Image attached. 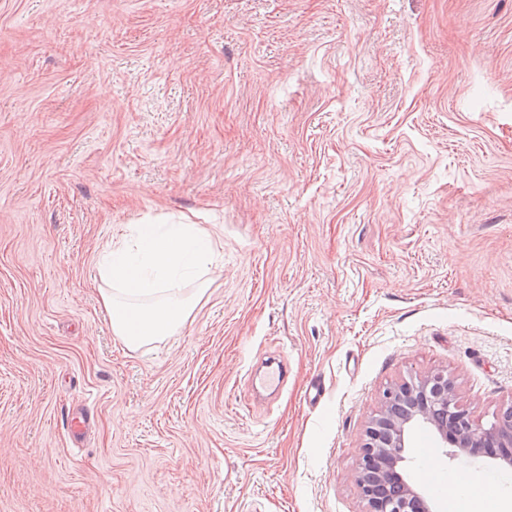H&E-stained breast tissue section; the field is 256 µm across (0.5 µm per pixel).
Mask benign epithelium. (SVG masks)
Here are the masks:
<instances>
[{
    "label": "benign epithelium",
    "instance_id": "benign-epithelium-1",
    "mask_svg": "<svg viewBox=\"0 0 512 512\" xmlns=\"http://www.w3.org/2000/svg\"><path fill=\"white\" fill-rule=\"evenodd\" d=\"M417 428L452 447L454 456L489 457L512 467V404L486 427L461 404L448 370L436 369L387 388L371 416L354 474L362 512H434L401 468L406 443Z\"/></svg>",
    "mask_w": 512,
    "mask_h": 512
}]
</instances>
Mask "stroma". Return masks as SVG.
Listing matches in <instances>:
<instances>
[{"instance_id": "35a3bbf8", "label": "stroma", "mask_w": 512, "mask_h": 512, "mask_svg": "<svg viewBox=\"0 0 512 512\" xmlns=\"http://www.w3.org/2000/svg\"><path fill=\"white\" fill-rule=\"evenodd\" d=\"M142 221L222 259L132 350L94 264ZM438 368L512 403V0H0V512H361L369 417ZM423 444L512 495L418 430L434 501Z\"/></svg>"}]
</instances>
